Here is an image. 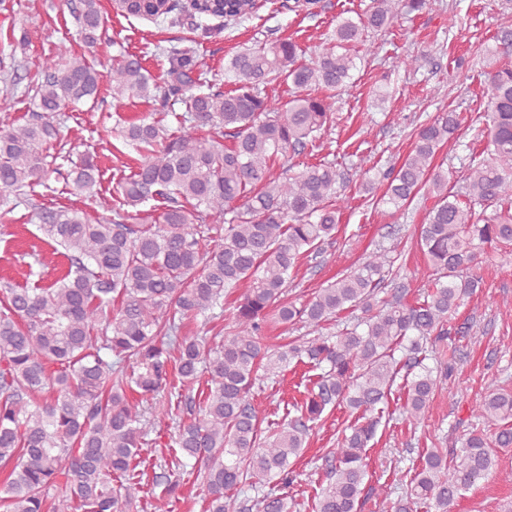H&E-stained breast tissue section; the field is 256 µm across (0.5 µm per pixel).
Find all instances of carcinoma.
<instances>
[{
  "label": "carcinoma",
  "mask_w": 512,
  "mask_h": 512,
  "mask_svg": "<svg viewBox=\"0 0 512 512\" xmlns=\"http://www.w3.org/2000/svg\"><path fill=\"white\" fill-rule=\"evenodd\" d=\"M99 0L73 7L78 35L89 48L99 40ZM429 0H370L356 16L336 18L319 59L299 61L297 46L275 39L245 48L224 62L233 89L192 92L207 86L192 77L193 51L167 50L170 80L153 78L141 59L122 54L109 71H99L64 45L43 59L36 84L37 111L23 124H0V191L46 183L58 172L48 160L59 138L57 117L69 105L98 97L107 81L112 98L142 97L166 103L183 96L180 130L159 120L124 127V142L140 153L137 169L116 184L123 208L112 218L57 210L39 214L45 236L61 246L67 272L49 287L0 286V506L6 512H122L142 491V452L155 424L173 418V404L189 417L178 422L172 441L177 454L152 482L162 487L155 512H167L179 486L184 460L202 474L207 512H294L285 493L266 489L292 481L291 459L300 456L313 423L326 406L345 404L369 412L391 393L403 367L421 372L406 380L405 418L425 414L441 381L452 369L423 365L451 335L452 314L483 284L476 272L477 249L512 246V65L486 72L490 93L482 134L487 157L472 158L459 190L448 189V172L434 165L436 153L454 138L460 118L441 112L419 126L411 151L391 169L377 203L405 215L421 193L435 203L419 226V245L433 268L432 290L423 301H405V285L391 298L376 290L393 272L379 249L353 270L319 289L298 306L283 299L290 271L304 253H318L334 240L340 222L337 199L349 178L331 161L286 166L288 159L330 127L336 98L353 87L355 56L350 48L367 31H382L406 12L426 9ZM254 0H206L188 6L187 19L241 18ZM171 0H138L125 14L158 19L175 10ZM495 48L512 49V22H501ZM283 79L294 92L282 101L267 87ZM216 131L198 136L203 127ZM79 160L66 178L74 190L97 185L93 158ZM163 200L148 220L137 206ZM496 204L487 215L475 206ZM132 210H126V207ZM247 284L233 307L231 334L218 344L189 325L224 308V292ZM346 309L364 313L362 333L353 328L332 341L323 336L292 340L271 351L259 339L274 314L284 325L313 328ZM324 368L299 415L261 439L259 420L247 396L260 374H274L292 359ZM59 369L48 370V364ZM207 377L198 401L190 384ZM146 397L147 407L129 394ZM483 429L470 433L452 454L433 448L410 480L399 478L404 495L388 512H414L419 504L451 512L462 493L487 477L496 449L512 447V391L490 390L471 408ZM379 420L369 419L342 435L330 449L329 484L315 496L313 512H360L366 477L365 448ZM239 487L254 493L251 505L229 495Z\"/></svg>",
  "instance_id": "cac0c4a2"
}]
</instances>
